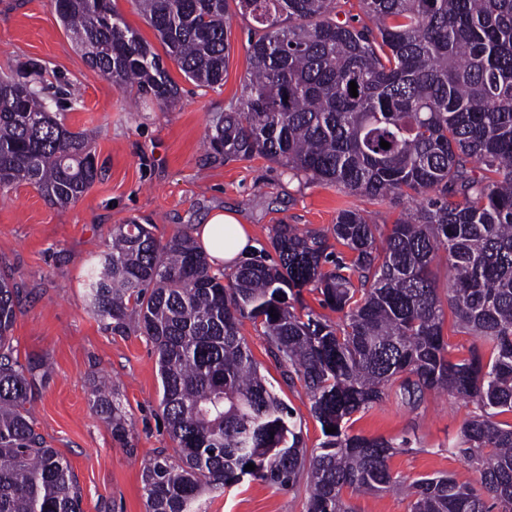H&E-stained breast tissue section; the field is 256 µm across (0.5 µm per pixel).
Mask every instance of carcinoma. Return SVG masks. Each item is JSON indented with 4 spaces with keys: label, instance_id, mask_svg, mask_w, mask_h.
Here are the masks:
<instances>
[{
    "label": "carcinoma",
    "instance_id": "obj_1",
    "mask_svg": "<svg viewBox=\"0 0 512 512\" xmlns=\"http://www.w3.org/2000/svg\"><path fill=\"white\" fill-rule=\"evenodd\" d=\"M135 2L165 55L112 0H56V9L86 62L140 98L178 101L167 58L200 87L224 83L229 0ZM234 2L253 22L250 67L238 103L212 122L207 158L261 157L369 201L423 202L384 237L353 207L325 230L277 224L274 254L220 275L184 232L163 242L134 220L112 228L87 275L89 306L112 333L135 327L154 344L177 447V457L144 466L147 512H201L203 497L246 476L304 481L307 512H353L348 491L402 489L410 512H512V424L496 420L512 413V0H359L372 22L360 28L337 21L340 0ZM42 70L30 59L0 78V187L31 184L66 208L100 175L94 133L66 128L57 96L37 81ZM441 258L444 288L431 270ZM305 289L339 320L296 308ZM20 301L1 272L0 512H81L68 462L30 411L44 362L12 356ZM449 311L481 342L467 358L448 350ZM246 320L288 380L303 383L321 426L336 428L318 449L304 448L293 413L261 375L241 336ZM431 391L474 406L448 452L476 469L478 488L398 477L388 459L410 440L345 427L391 394L416 410ZM93 396L112 436L126 439L120 404L100 388Z\"/></svg>",
    "mask_w": 512,
    "mask_h": 512
}]
</instances>
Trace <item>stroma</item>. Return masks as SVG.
<instances>
[{
	"mask_svg": "<svg viewBox=\"0 0 512 512\" xmlns=\"http://www.w3.org/2000/svg\"><path fill=\"white\" fill-rule=\"evenodd\" d=\"M249 20L234 16L231 51L223 86L185 81L176 64L168 69L183 92L163 110L149 100L130 107L134 92L120 89L89 67L56 13L55 0H0V74L36 59L45 85L62 88L68 106L61 118L73 131L97 130L93 144L101 171L74 204H49L29 184L0 190V270L21 290V310L11 330L19 362L38 358L45 376L33 401L36 428L70 464L82 495V512H146L142 471L158 453L174 454L159 409L155 349L147 336H118L90 312L84 282L107 250L112 227L129 220L149 224L159 239L194 232L209 214L234 212L248 225L258 248L268 247L272 227L295 224L324 229L340 209L373 212L377 223L393 224L407 201L373 203L319 183H301L281 165L262 158L209 162L206 133L217 113L242 93L248 69ZM243 338L260 372L293 411L307 448L323 441L320 423L301 382L285 369L252 324ZM114 392L131 424L126 442L92 407L91 390ZM471 412L454 395L426 394L418 410L388 398L355 413L348 431L368 437H409V450L391 456L393 474L413 480L452 475L478 485L475 469L448 446ZM203 512H306L304 484L283 489L258 478L208 495Z\"/></svg>",
	"mask_w": 512,
	"mask_h": 512,
	"instance_id": "35a3bbf8",
	"label": "stroma"
}]
</instances>
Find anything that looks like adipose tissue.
I'll return each mask as SVG.
<instances>
[{
    "label": "adipose tissue",
    "instance_id": "1",
    "mask_svg": "<svg viewBox=\"0 0 512 512\" xmlns=\"http://www.w3.org/2000/svg\"><path fill=\"white\" fill-rule=\"evenodd\" d=\"M194 235L216 273L234 268L252 247L247 226L224 211L214 212L196 227Z\"/></svg>",
    "mask_w": 512,
    "mask_h": 512
}]
</instances>
